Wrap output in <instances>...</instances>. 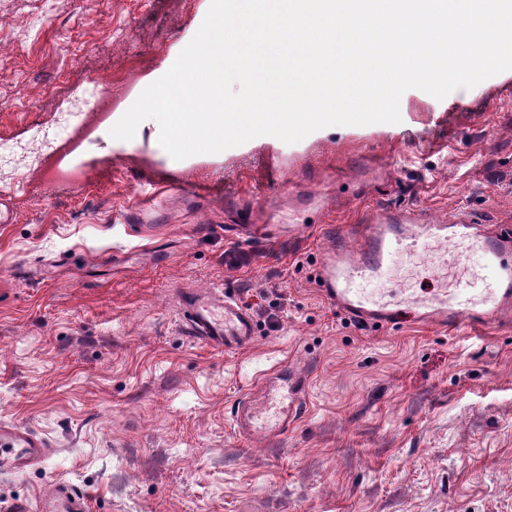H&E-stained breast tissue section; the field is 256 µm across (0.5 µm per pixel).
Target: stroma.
Listing matches in <instances>:
<instances>
[{
	"mask_svg": "<svg viewBox=\"0 0 512 512\" xmlns=\"http://www.w3.org/2000/svg\"><path fill=\"white\" fill-rule=\"evenodd\" d=\"M206 11L0 0V138L26 137L30 110L55 124L88 86L144 85ZM400 115L183 160L156 120L129 140L105 125L67 190L31 166L0 182L14 210L0 224V423L49 445L0 471V512H36L62 483L92 512H512V321L363 326L319 288L327 227L376 206L512 229V70L440 100L407 90ZM437 265L426 251L374 286L428 296ZM204 288L250 310L249 348L190 336L181 296ZM290 363L310 375L304 413L285 434L241 438L237 402Z\"/></svg>",
	"mask_w": 512,
	"mask_h": 512,
	"instance_id": "obj_1",
	"label": "stroma"
}]
</instances>
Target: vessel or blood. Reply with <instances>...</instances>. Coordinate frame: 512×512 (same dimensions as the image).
<instances>
[{
  "instance_id": "b4317fda",
  "label": "vessel or blood",
  "mask_w": 512,
  "mask_h": 512,
  "mask_svg": "<svg viewBox=\"0 0 512 512\" xmlns=\"http://www.w3.org/2000/svg\"><path fill=\"white\" fill-rule=\"evenodd\" d=\"M468 244L485 270L495 277L494 301L485 300L475 280L459 279L416 305L421 320L445 330L481 327L512 312V232L496 236L481 233L475 218L457 214L444 224L427 223L422 212L387 209L363 213L350 233L329 244L319 271L324 296L350 320L359 324L390 326L402 312L400 300L376 296L364 283L381 278L396 260L422 253L429 241ZM189 330L207 346L232 352L251 345L255 334L252 314L232 297L217 299L208 292H193L183 300ZM258 393L236 405L233 418L238 432L250 436L262 431L278 435L299 418L308 388L306 372L276 370L259 383ZM0 446L8 455L0 467L21 472L46 453L45 442L28 429L0 424ZM42 512H90L89 497L62 487L42 501Z\"/></svg>"
}]
</instances>
